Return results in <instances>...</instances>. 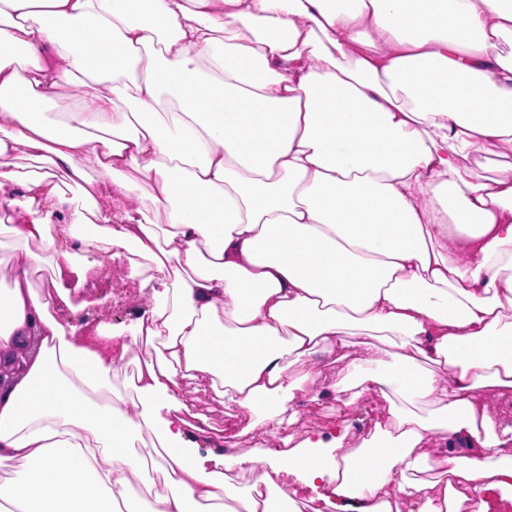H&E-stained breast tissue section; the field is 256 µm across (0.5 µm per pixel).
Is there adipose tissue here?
Returning <instances> with one entry per match:
<instances>
[{
    "label": "adipose tissue",
    "mask_w": 512,
    "mask_h": 512,
    "mask_svg": "<svg viewBox=\"0 0 512 512\" xmlns=\"http://www.w3.org/2000/svg\"><path fill=\"white\" fill-rule=\"evenodd\" d=\"M511 37L512 0H0V348L37 337L0 394V512H274L296 472L332 512L511 491L512 440L479 392L512 389V162L468 166L512 147ZM77 80L90 107L49 116ZM61 175L80 188L59 199L78 252L13 196ZM98 176L110 190L89 191ZM126 252L155 288L122 382L120 335L80 341L56 311L60 270ZM320 352L392 428L352 453L307 439L239 458L269 466L243 485L184 446L181 381L249 426L283 422ZM429 459L439 479L418 478Z\"/></svg>",
    "instance_id": "obj_1"
}]
</instances>
